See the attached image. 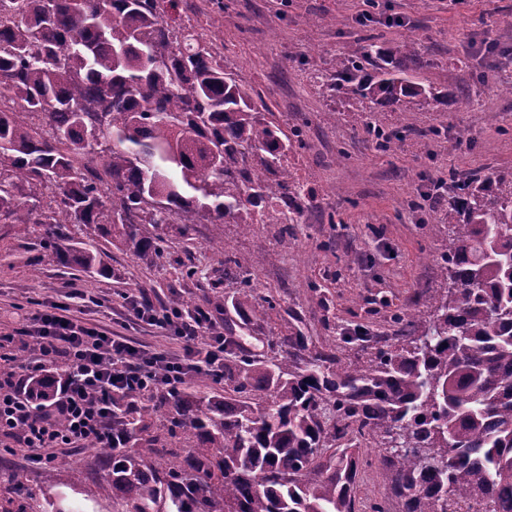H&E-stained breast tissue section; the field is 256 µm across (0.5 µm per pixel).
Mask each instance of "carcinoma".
I'll use <instances>...</instances> for the list:
<instances>
[{"label":"carcinoma","mask_w":512,"mask_h":512,"mask_svg":"<svg viewBox=\"0 0 512 512\" xmlns=\"http://www.w3.org/2000/svg\"><path fill=\"white\" fill-rule=\"evenodd\" d=\"M0 223L23 233L50 224L44 245L65 265L101 270L102 243L159 255L157 228L176 217L249 230L294 224L317 191L296 182L288 152L302 132L265 118L183 13L188 0H0ZM420 68L416 43L398 46ZM389 50L358 44L322 78L362 105L400 116L437 98L385 70ZM448 252L426 318L393 314L394 340L358 327L346 343L373 349L360 364L284 325L278 355L256 359L224 340V393L180 387L112 397L122 446L87 448L105 460L99 491L73 464L55 485L18 494L0 512H360L361 441L377 442L404 512H512V170L456 178L447 193ZM81 239L74 240L68 225ZM214 307L254 306L245 258ZM266 320H283L265 298Z\"/></svg>","instance_id":"cac0c4a2"}]
</instances>
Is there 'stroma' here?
<instances>
[{"instance_id":"stroma-1","label":"stroma","mask_w":512,"mask_h":512,"mask_svg":"<svg viewBox=\"0 0 512 512\" xmlns=\"http://www.w3.org/2000/svg\"><path fill=\"white\" fill-rule=\"evenodd\" d=\"M224 2L217 18L210 0H191V23L277 120L302 128L305 145L289 152L288 167L298 182L319 191V199L296 224L256 223L246 233L225 225L220 247L208 243L207 225L185 235L172 221L158 229L161 256L137 257L116 242L105 247V273L89 276L63 266L44 247L43 225L22 235L0 224V335L13 336L14 356H28L17 333L38 303L70 286L111 299V307L92 314L93 322L149 348L179 352L180 342L167 332L129 319L125 297L161 306L178 295L190 307H209L215 294L233 286L224 274L230 254L248 258L256 299L275 295L286 312L301 318L307 335L335 341L350 361L366 352L341 342L345 329L363 324L390 336L393 313L429 314L448 235L412 203L437 179H483L512 169V59L490 51L495 44L512 46V0ZM392 17L402 18V26H389ZM408 39L420 42L427 61L409 79L433 86L440 96L412 113L411 130L383 155L365 121L372 117L385 130H397L391 106L374 105L369 115L349 111L346 100L322 89L316 78L333 71L354 43L396 47ZM435 128L443 138L432 136ZM333 210L343 223H329ZM316 284L323 297L312 293ZM221 323L253 355L274 356L270 326L232 308ZM359 455L363 504L380 502L387 512H398L377 449L363 448ZM52 478L22 455H0V492H35Z\"/></svg>"}]
</instances>
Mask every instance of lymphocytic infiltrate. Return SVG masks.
Segmentation results:
<instances>
[{
    "mask_svg": "<svg viewBox=\"0 0 512 512\" xmlns=\"http://www.w3.org/2000/svg\"><path fill=\"white\" fill-rule=\"evenodd\" d=\"M105 299L73 289L42 303L25 332L36 355L16 364L0 353V436L13 439L28 460L54 465L62 448L88 441L119 445L112 420V397L121 391L175 388L193 374L224 376V335L217 332L212 310L197 307L180 314L128 299L135 320L173 332L179 353L147 349L86 319L105 307ZM48 379V393L35 392V378Z\"/></svg>",
    "mask_w": 512,
    "mask_h": 512,
    "instance_id": "1",
    "label": "lymphocytic infiltrate"
}]
</instances>
